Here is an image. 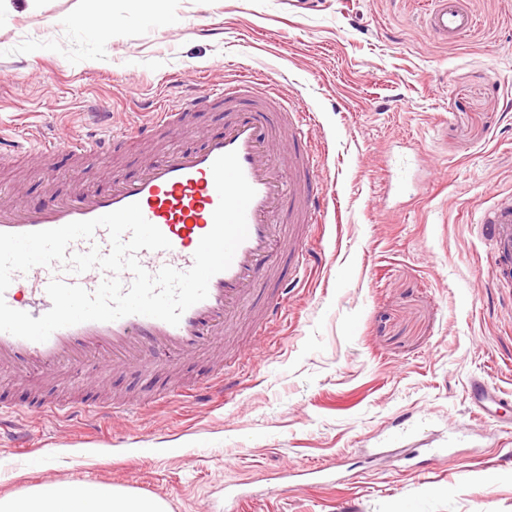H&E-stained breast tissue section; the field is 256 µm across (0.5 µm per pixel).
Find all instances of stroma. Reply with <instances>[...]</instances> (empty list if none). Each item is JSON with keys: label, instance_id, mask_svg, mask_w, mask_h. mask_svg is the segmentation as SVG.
Segmentation results:
<instances>
[{"label": "stroma", "instance_id": "obj_1", "mask_svg": "<svg viewBox=\"0 0 512 512\" xmlns=\"http://www.w3.org/2000/svg\"><path fill=\"white\" fill-rule=\"evenodd\" d=\"M0 15V136L42 129L98 140L132 132L139 101L185 83L202 91L246 72L277 82L317 121L318 177L335 197L299 286L280 264L279 322L224 339L238 384L209 400L142 408L138 373L78 363L57 379L103 383L126 409L97 430L26 410L0 438V498L91 480L163 500L170 512H512V432L476 415L468 386L512 394V282L476 228L512 195V0H471L475 30L453 45L424 26L427 0H111L112 40L73 25L92 0H12ZM159 146L94 157L96 189L135 175ZM0 192L39 199L81 183L59 154ZM445 449L431 469L416 440ZM380 448L394 464L366 465ZM342 459L347 478L268 488L289 467Z\"/></svg>", "mask_w": 512, "mask_h": 512}]
</instances>
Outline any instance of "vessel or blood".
I'll return each mask as SVG.
<instances>
[{
  "instance_id": "obj_1",
  "label": "vessel or blood",
  "mask_w": 512,
  "mask_h": 512,
  "mask_svg": "<svg viewBox=\"0 0 512 512\" xmlns=\"http://www.w3.org/2000/svg\"><path fill=\"white\" fill-rule=\"evenodd\" d=\"M424 23L431 37L445 45L470 33L476 20L469 0H432ZM217 110L225 113L223 131L204 133L196 148L168 150L161 159L144 163L137 176L115 179L108 191L81 188L36 202H0L3 233L53 229L139 203L144 217L171 243L167 250L140 251L137 259L142 267L152 274L165 266L186 271L194 263L201 238L213 226V213L219 203L212 164L222 154L237 152L245 177L256 191L246 214L248 237L238 247L230 267L211 279L207 298L189 308L175 326L130 315L110 322L90 321L61 328L42 343L0 332V373L24 381L59 375L74 363L92 361L107 370L134 367L150 378L184 362L214 359L218 336L234 330L253 290L262 277L272 275L282 256H290L299 270L314 261L309 232L312 225L324 223L331 197L316 184V152L295 151L284 160L278 156L282 134H289L294 141L307 137L309 115L298 100L281 95L276 82L243 75L206 92L178 96L175 103L154 107L151 119L139 127L133 138L150 140L179 126L188 113ZM102 151V146L72 140L48 143L32 133L11 141L8 148H0V159L22 157L35 162L68 153L81 161ZM285 209L296 229L284 239L279 235V225ZM480 222L500 280H512V195L486 207ZM105 277L98 268L73 274L58 263L37 266L27 273L14 274L0 297L11 308L37 318L52 306L46 292L52 279L92 292ZM225 384L221 376L190 388L175 382L157 392L154 402L162 404L174 394L208 398ZM501 398L500 391L491 389L484 380L473 379L471 403L477 409L486 410L489 402ZM106 408V403L97 399H43L36 405L40 412L69 414H95ZM297 476L305 477L311 485L335 482L339 479L338 465L333 462L316 468L289 467L279 474L283 480Z\"/></svg>"
}]
</instances>
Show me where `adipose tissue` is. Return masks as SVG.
Wrapping results in <instances>:
<instances>
[{"instance_id":"obj_1","label":"adipose tissue","mask_w":512,"mask_h":512,"mask_svg":"<svg viewBox=\"0 0 512 512\" xmlns=\"http://www.w3.org/2000/svg\"><path fill=\"white\" fill-rule=\"evenodd\" d=\"M0 512H168L157 498L140 496L95 481L49 483L0 499Z\"/></svg>"}]
</instances>
